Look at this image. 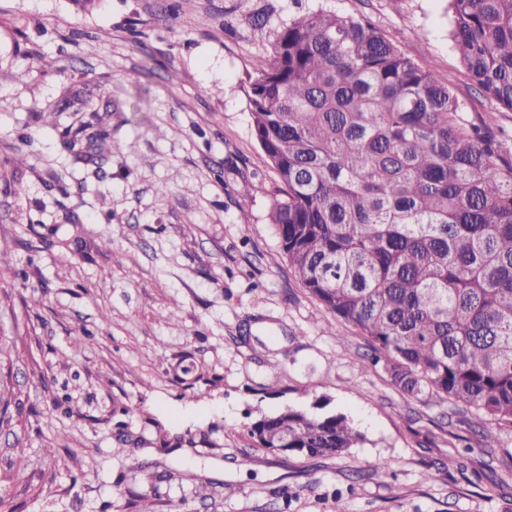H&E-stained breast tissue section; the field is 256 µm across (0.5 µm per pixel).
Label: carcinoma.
<instances>
[{
    "instance_id": "1",
    "label": "carcinoma",
    "mask_w": 512,
    "mask_h": 512,
    "mask_svg": "<svg viewBox=\"0 0 512 512\" xmlns=\"http://www.w3.org/2000/svg\"><path fill=\"white\" fill-rule=\"evenodd\" d=\"M449 38L512 112V0H448ZM241 89L278 178L269 215L294 275L414 396L512 428V159L433 68L371 23L318 8L283 24ZM316 399L249 428L258 448L334 457L363 443Z\"/></svg>"
}]
</instances>
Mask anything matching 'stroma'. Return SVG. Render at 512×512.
<instances>
[{"instance_id":"35a3bbf8","label":"stroma","mask_w":512,"mask_h":512,"mask_svg":"<svg viewBox=\"0 0 512 512\" xmlns=\"http://www.w3.org/2000/svg\"><path fill=\"white\" fill-rule=\"evenodd\" d=\"M320 7L430 63L512 157V112L475 92L447 0H0L8 512H139L142 496L152 512H512V431L483 437L464 407L399 391L269 222L277 177L239 84L282 22ZM76 93L82 111H49ZM104 127L114 147L93 161L59 137ZM321 396L361 445L254 447L259 416Z\"/></svg>"}]
</instances>
